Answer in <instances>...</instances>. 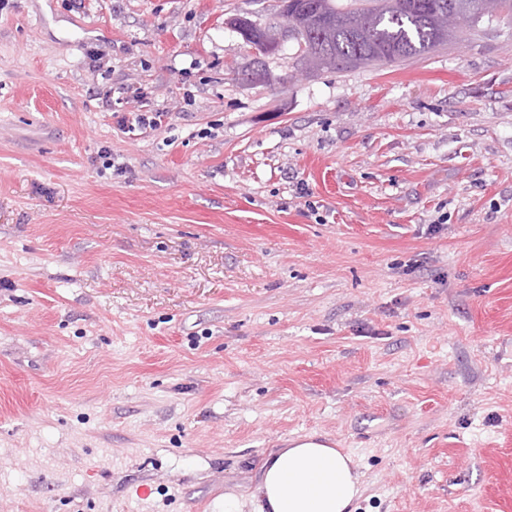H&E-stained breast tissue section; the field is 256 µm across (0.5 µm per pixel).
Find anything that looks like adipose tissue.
Masks as SVG:
<instances>
[{"label": "adipose tissue", "mask_w": 512, "mask_h": 512, "mask_svg": "<svg viewBox=\"0 0 512 512\" xmlns=\"http://www.w3.org/2000/svg\"><path fill=\"white\" fill-rule=\"evenodd\" d=\"M362 490L352 457L310 435L267 458L247 501L224 496V512H350Z\"/></svg>", "instance_id": "1"}]
</instances>
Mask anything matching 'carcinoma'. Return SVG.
<instances>
[{
	"label": "carcinoma",
	"mask_w": 512,
	"mask_h": 512,
	"mask_svg": "<svg viewBox=\"0 0 512 512\" xmlns=\"http://www.w3.org/2000/svg\"><path fill=\"white\" fill-rule=\"evenodd\" d=\"M288 13L308 40L315 71H343L394 63L454 41L442 19L452 13L469 29L496 14H512V0H290Z\"/></svg>",
	"instance_id": "1"
}]
</instances>
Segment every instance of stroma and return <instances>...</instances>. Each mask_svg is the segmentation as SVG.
<instances>
[{"label":"stroma","instance_id":"1","mask_svg":"<svg viewBox=\"0 0 512 512\" xmlns=\"http://www.w3.org/2000/svg\"><path fill=\"white\" fill-rule=\"evenodd\" d=\"M278 0H0V512H512V18L306 69ZM122 112H160L128 132ZM229 21L241 36L243 43L257 52V46L263 41V28L244 17L231 18ZM333 445L310 435L267 458L248 497L251 512H350L362 474Z\"/></svg>","mask_w":512,"mask_h":512}]
</instances>
